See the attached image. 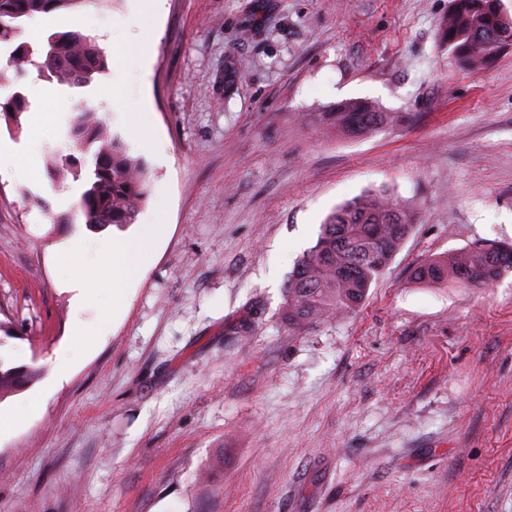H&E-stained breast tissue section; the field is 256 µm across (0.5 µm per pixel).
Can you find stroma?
<instances>
[{"instance_id": "35a3bbf8", "label": "stroma", "mask_w": 512, "mask_h": 512, "mask_svg": "<svg viewBox=\"0 0 512 512\" xmlns=\"http://www.w3.org/2000/svg\"><path fill=\"white\" fill-rule=\"evenodd\" d=\"M450 0H90L64 22L109 71L43 95L0 55V361L40 367L0 399V512H512V272L416 282L443 253L512 246V48L462 67ZM370 99L405 124L336 138L310 113ZM96 112L147 169L134 223L97 232L85 181H51ZM150 139L132 134L138 119ZM385 190L417 222L355 312L291 329L288 278L327 216ZM159 224L124 307H76L60 254ZM85 335L72 334L74 321ZM72 358L56 380L60 358ZM43 406L24 407L32 396ZM13 108V113L9 112V109ZM29 111L28 101L20 95L14 94L3 101L0 99V117H4L13 125L22 127L23 114Z\"/></svg>"}]
</instances>
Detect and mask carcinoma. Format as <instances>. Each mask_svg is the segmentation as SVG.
Here are the masks:
<instances>
[{
  "label": "carcinoma",
  "mask_w": 512,
  "mask_h": 512,
  "mask_svg": "<svg viewBox=\"0 0 512 512\" xmlns=\"http://www.w3.org/2000/svg\"><path fill=\"white\" fill-rule=\"evenodd\" d=\"M88 0H0V45L9 48L8 67L15 75L29 68L60 84L82 87L108 71L107 55L96 39L80 30L54 32L37 47L22 39L23 22L60 10H73ZM497 0H451L441 28L442 42L461 65L481 69L512 47V15H502ZM28 101L14 94L0 100V117L22 126ZM403 120L371 100H349L314 115V123L340 136L363 137ZM81 156L68 154L61 167L89 168L87 188L79 200L84 223L96 229L132 224L149 190L142 163L107 134L92 112H81L72 129ZM414 224L410 207L387 192L364 194L332 212L320 234L288 278L283 319L294 329L358 307L387 269ZM512 271V247H474L435 257L415 271L425 285L450 282L486 286ZM38 370L4 367L0 362V398L33 384Z\"/></svg>",
  "instance_id": "carcinoma-1"
}]
</instances>
